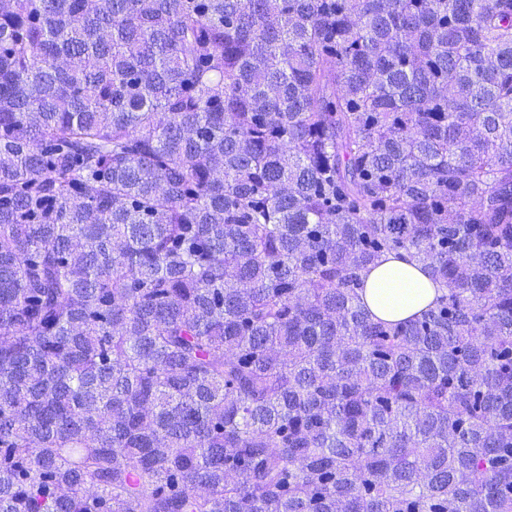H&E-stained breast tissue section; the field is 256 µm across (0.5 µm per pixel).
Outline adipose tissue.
Returning <instances> with one entry per match:
<instances>
[{"instance_id": "adipose-tissue-1", "label": "adipose tissue", "mask_w": 512, "mask_h": 512, "mask_svg": "<svg viewBox=\"0 0 512 512\" xmlns=\"http://www.w3.org/2000/svg\"><path fill=\"white\" fill-rule=\"evenodd\" d=\"M435 295L427 270L390 255L368 274L364 301L377 317L399 321L425 309Z\"/></svg>"}]
</instances>
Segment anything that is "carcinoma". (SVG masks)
<instances>
[{
    "instance_id": "carcinoma-1",
    "label": "carcinoma",
    "mask_w": 512,
    "mask_h": 512,
    "mask_svg": "<svg viewBox=\"0 0 512 512\" xmlns=\"http://www.w3.org/2000/svg\"><path fill=\"white\" fill-rule=\"evenodd\" d=\"M0 512H512V0H0ZM435 288L421 265L390 255L368 274L364 301L377 317L399 321L425 309L436 295Z\"/></svg>"
}]
</instances>
